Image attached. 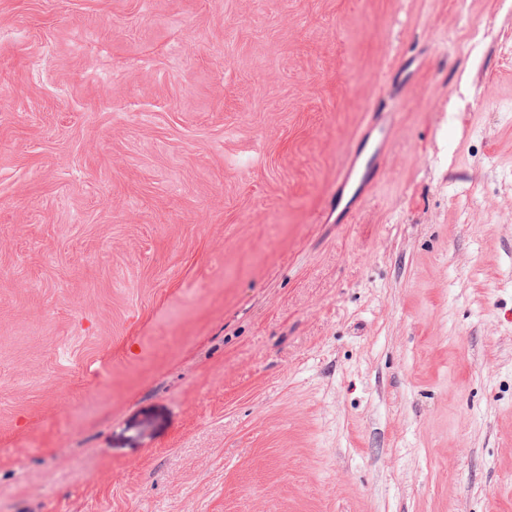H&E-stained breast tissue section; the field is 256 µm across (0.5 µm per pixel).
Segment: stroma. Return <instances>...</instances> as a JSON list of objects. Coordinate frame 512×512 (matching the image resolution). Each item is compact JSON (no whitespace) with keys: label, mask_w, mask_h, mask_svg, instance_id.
<instances>
[{"label":"stroma","mask_w":512,"mask_h":512,"mask_svg":"<svg viewBox=\"0 0 512 512\" xmlns=\"http://www.w3.org/2000/svg\"><path fill=\"white\" fill-rule=\"evenodd\" d=\"M0 512H512V5L0 0ZM369 126L370 123H367L365 132L355 138V147L347 151L346 163L336 180V209L343 199L344 191L348 184L356 179H361L364 183H370L379 175L380 155L384 154L381 153V146L389 141V134L387 128L381 123ZM377 126L383 129L385 133L384 139L377 148L376 156L370 160L363 161L357 146L364 139L366 131H372Z\"/></svg>","instance_id":"obj_1"}]
</instances>
